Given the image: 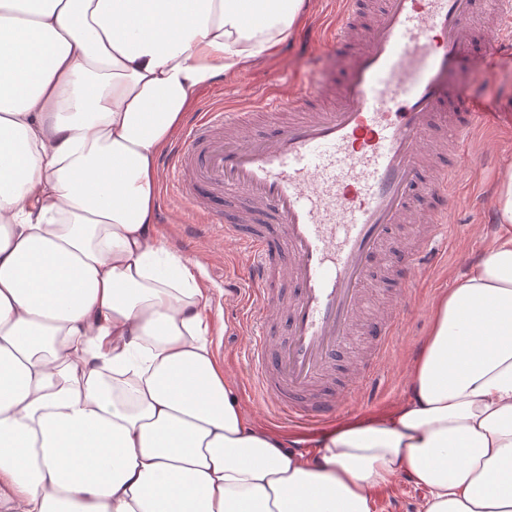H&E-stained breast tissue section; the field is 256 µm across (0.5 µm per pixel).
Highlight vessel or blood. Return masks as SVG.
<instances>
[{"label": "vessel or blood", "mask_w": 512, "mask_h": 512, "mask_svg": "<svg viewBox=\"0 0 512 512\" xmlns=\"http://www.w3.org/2000/svg\"><path fill=\"white\" fill-rule=\"evenodd\" d=\"M365 0H341L324 41L353 47L344 80L304 84L298 95L268 91L250 109L199 113L167 161L173 190L201 222L218 225L250 258V288L237 292L250 336V375L289 424L336 416L376 378L408 308L421 253L450 233L456 186L444 169L426 171L424 152L440 131L465 145L491 115L478 97L449 87L458 60L482 37L488 55L512 48V0H496V22L477 30L478 0H381L359 32ZM290 112L271 133L251 129L255 113ZM433 212L417 222L415 200ZM417 223L412 247L397 248L399 225ZM394 273L395 314L361 322L378 264ZM374 349L360 373L327 385L356 328Z\"/></svg>", "instance_id": "obj_1"}]
</instances>
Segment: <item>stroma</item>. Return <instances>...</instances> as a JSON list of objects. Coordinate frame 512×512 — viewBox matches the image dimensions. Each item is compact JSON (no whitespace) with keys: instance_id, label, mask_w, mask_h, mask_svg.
<instances>
[{"instance_id":"1","label":"stroma","mask_w":512,"mask_h":512,"mask_svg":"<svg viewBox=\"0 0 512 512\" xmlns=\"http://www.w3.org/2000/svg\"><path fill=\"white\" fill-rule=\"evenodd\" d=\"M339 5L340 0H309V8L295 32L276 54L249 68L224 73L199 94L194 111L217 103L242 104L249 93L259 92L270 84L286 90L298 77L340 83L350 56L322 40V30ZM485 57L486 50L478 43L459 63L461 79L482 86L484 107L493 112L494 120L492 128L477 130L467 147L471 160L460 178V191L453 205L456 226L452 238L438 242V266L422 282L415 296L416 306L404 318L372 388L348 407L346 418L386 414L405 397L407 366L429 331L436 298L454 288L466 272L467 259L481 252L487 242L482 211L493 208L499 176L505 166L512 165V51L500 53L489 73L484 70ZM157 217V236L170 253L199 265L198 280L210 298L209 320L216 332V352L241 412L248 421L282 435L289 448L312 452L318 428L296 433L288 422L263 407L248 381L247 335L239 325L237 306L224 295L229 280L247 279L248 257L244 249L226 240L217 227L192 225L188 204L176 195H160ZM424 495L409 473H400L391 487L377 492L375 512H419Z\"/></svg>"}]
</instances>
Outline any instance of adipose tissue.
<instances>
[{
	"mask_svg": "<svg viewBox=\"0 0 512 512\" xmlns=\"http://www.w3.org/2000/svg\"><path fill=\"white\" fill-rule=\"evenodd\" d=\"M305 0H0V512H512V167L389 413L305 458L247 422L194 267L165 264L159 158L195 97ZM424 495L413 476L401 472L391 487L377 492L375 512H418Z\"/></svg>",
	"mask_w": 512,
	"mask_h": 512,
	"instance_id": "1",
	"label": "adipose tissue"
}]
</instances>
